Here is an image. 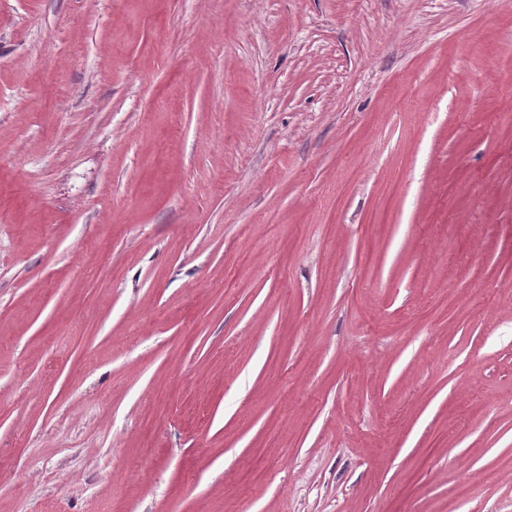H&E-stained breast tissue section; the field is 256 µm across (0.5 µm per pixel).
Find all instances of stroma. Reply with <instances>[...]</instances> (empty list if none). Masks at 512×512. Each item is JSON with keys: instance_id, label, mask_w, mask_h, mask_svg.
<instances>
[{"instance_id": "35a3bbf8", "label": "stroma", "mask_w": 512, "mask_h": 512, "mask_svg": "<svg viewBox=\"0 0 512 512\" xmlns=\"http://www.w3.org/2000/svg\"><path fill=\"white\" fill-rule=\"evenodd\" d=\"M509 33L0 0V512H512Z\"/></svg>"}]
</instances>
